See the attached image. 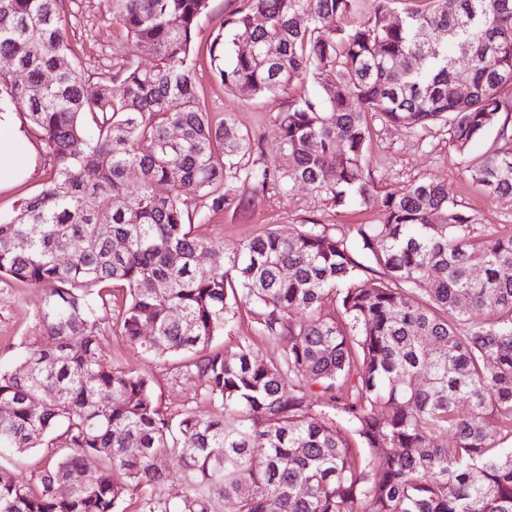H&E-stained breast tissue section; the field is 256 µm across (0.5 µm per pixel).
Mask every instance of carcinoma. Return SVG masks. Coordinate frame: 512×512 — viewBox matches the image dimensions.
<instances>
[{
    "instance_id": "cac0c4a2",
    "label": "carcinoma",
    "mask_w": 512,
    "mask_h": 512,
    "mask_svg": "<svg viewBox=\"0 0 512 512\" xmlns=\"http://www.w3.org/2000/svg\"><path fill=\"white\" fill-rule=\"evenodd\" d=\"M65 2L0 0V111L23 110L51 162L0 218V282L45 292L18 369L0 370V458L40 448L42 464L26 480L0 467V512H126L129 496L134 512H211L217 497L237 512H512L511 226L477 223L423 177L385 195L375 224L271 229L202 269L207 243L184 210L192 196L223 210L242 180L367 207L377 120L447 126L472 182L512 199V0H407L400 13L402 0H372L351 27L359 0H241L207 44L224 90L314 88L277 114L271 164L198 95L209 0H113L151 65L94 80ZM492 129L495 147L472 156ZM242 309L284 341L277 358L256 361L249 338L212 349ZM107 327L185 358L177 372L220 413L163 411L148 378L103 358ZM165 455L180 463L178 498L163 492Z\"/></svg>"
}]
</instances>
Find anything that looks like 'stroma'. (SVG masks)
Returning a JSON list of instances; mask_svg holds the SVG:
<instances>
[{
  "label": "stroma",
  "instance_id": "obj_1",
  "mask_svg": "<svg viewBox=\"0 0 512 512\" xmlns=\"http://www.w3.org/2000/svg\"><path fill=\"white\" fill-rule=\"evenodd\" d=\"M66 19L85 75L95 76L126 58L134 59L141 67L149 66V57L135 53L127 40L120 37L113 23L112 0H69ZM195 79L208 112L230 114L236 126L250 134L257 150L263 151L265 161L273 162L278 142L274 117L287 108V97L243 100L227 93L204 58L197 64ZM368 159L383 192L400 194L414 180L429 177L447 185L450 195L478 223L512 225V200L490 199L469 180L462 156L449 146L446 130L441 125H431L415 137L406 130L376 124ZM185 209L197 234L215 250L251 239L270 228L285 236L292 235L308 219L346 226L372 224L379 217L375 208L336 209L306 185L296 186L284 194L271 186L256 190L242 183L233 201L221 211L210 210L208 199L203 197L189 198ZM43 298L39 289L0 283V367H17L21 346L31 332L33 315L41 307ZM244 337L251 338L253 355L259 361L278 357L283 348L282 343L260 336L252 319L244 312L239 314L232 333L216 337L214 346L229 354ZM101 343L113 364L150 379L166 412L194 408L213 413V406L199 399L195 382L176 377L173 362L161 361L110 334L102 336Z\"/></svg>",
  "mask_w": 512,
  "mask_h": 512
}]
</instances>
